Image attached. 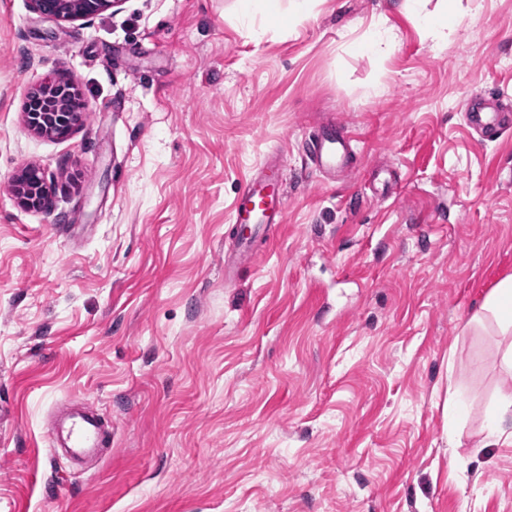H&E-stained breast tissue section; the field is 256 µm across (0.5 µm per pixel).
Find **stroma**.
I'll return each mask as SVG.
<instances>
[{"label": "stroma", "instance_id": "stroma-1", "mask_svg": "<svg viewBox=\"0 0 512 512\" xmlns=\"http://www.w3.org/2000/svg\"><path fill=\"white\" fill-rule=\"evenodd\" d=\"M404 0H319L265 31L236 0H124L77 21L0 0V512H512L487 426L512 338L470 318L512 276V0H454L448 40ZM393 49L361 50L373 23ZM86 119L24 121L46 79ZM356 140L325 182L307 141ZM283 160L285 221L224 281L229 215ZM41 169L51 203L13 181ZM112 447L50 451L65 402ZM465 120L466 123L474 130L482 133L483 138H491L503 130L506 126L512 124V107L507 111H500L498 108L486 104V100L482 98H471L465 103ZM507 114V121L504 115Z\"/></svg>", "mask_w": 512, "mask_h": 512}]
</instances>
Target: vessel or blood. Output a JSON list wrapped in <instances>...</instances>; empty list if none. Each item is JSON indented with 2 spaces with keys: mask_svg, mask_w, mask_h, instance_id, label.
I'll return each mask as SVG.
<instances>
[{
  "mask_svg": "<svg viewBox=\"0 0 512 512\" xmlns=\"http://www.w3.org/2000/svg\"><path fill=\"white\" fill-rule=\"evenodd\" d=\"M465 120L483 138H491L506 126L504 113L488 105L485 99L471 98L465 103ZM354 137L350 130L327 124L314 133L307 157L311 165L327 178L347 175L353 170L350 149ZM286 203L283 190V163L280 157L265 159L238 193L230 221L236 238L235 251L224 264V279L232 281L236 269L253 264L257 254L254 242L283 223ZM53 450L64 451L72 460L98 453L112 443V427L104 422L90 404L56 420L48 433Z\"/></svg>",
  "mask_w": 512,
  "mask_h": 512,
  "instance_id": "b4317fda",
  "label": "vessel or blood"
}]
</instances>
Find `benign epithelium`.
<instances>
[{
	"instance_id": "1",
	"label": "benign epithelium",
	"mask_w": 512,
	"mask_h": 512,
	"mask_svg": "<svg viewBox=\"0 0 512 512\" xmlns=\"http://www.w3.org/2000/svg\"><path fill=\"white\" fill-rule=\"evenodd\" d=\"M31 4L35 11L59 20L71 21L88 16L84 9L85 0H31ZM38 92L44 95L46 103L40 112H25L29 129L58 139L70 136L84 117L82 112L68 111V98L75 95L72 85L48 80L39 86ZM16 195L28 208L38 209L47 204L49 190L37 169L29 167L17 177Z\"/></svg>"
}]
</instances>
